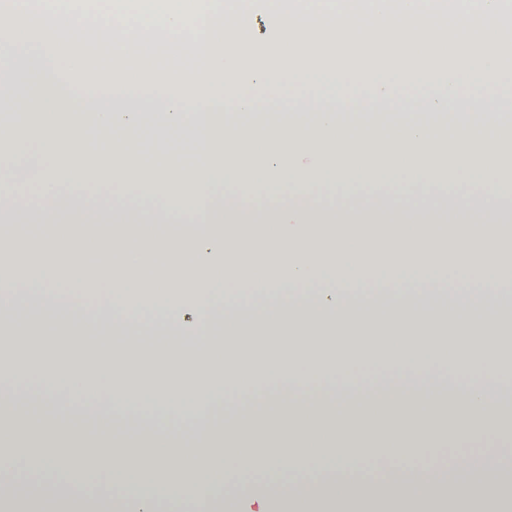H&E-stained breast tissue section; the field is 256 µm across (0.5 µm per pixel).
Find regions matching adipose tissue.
<instances>
[{
    "label": "adipose tissue",
    "instance_id": "ef3b65f1",
    "mask_svg": "<svg viewBox=\"0 0 512 512\" xmlns=\"http://www.w3.org/2000/svg\"><path fill=\"white\" fill-rule=\"evenodd\" d=\"M258 2L291 49L285 69L268 65L266 46L242 22ZM147 45L154 79L132 83L126 73ZM88 70L109 78L74 81ZM248 80L285 86L286 110L250 97L228 105L227 90ZM0 83L41 116L35 134L49 147L32 173L0 163V252L22 241L40 252L24 266L0 263V335L31 334L54 352L40 389L0 385V461L24 458L52 474L35 484L1 476L0 512H159L162 498L193 501L202 486L205 512H224L217 449L236 442L246 420L288 427L291 416L276 410L286 400L323 428L325 442L310 458L240 449L242 471L308 472L289 495L262 492L256 512H512V445L464 468L414 463L424 440L449 432L464 441L502 416L487 396L512 385V361L489 341L512 330L499 312L512 300V201L488 174L512 130L511 113L490 110L512 96V0H191L188 13L158 17L134 5L0 0ZM395 90L400 110L377 129L370 106ZM153 112L170 130L191 129L209 165H136L88 135L125 142ZM262 135L290 148L334 147L336 166L326 176L273 164L256 178L234 150ZM386 172L391 195L351 193L354 180ZM460 174L474 179L466 202L413 204L416 189ZM105 178L132 183L134 198L77 200V185ZM328 180L344 193L324 207L314 195ZM283 181L281 202L248 204L261 185ZM33 184L41 204L18 206ZM436 292L446 306H436ZM464 307L478 316L461 315ZM238 322L291 344L259 355L233 342L205 385L130 383L139 337L171 336L158 358L174 367L186 362L181 340L206 342ZM446 335L459 346L437 344ZM379 366L386 374L350 383L356 368ZM262 381L257 399L216 420L228 385L246 392ZM105 384L110 431L91 439L67 419ZM132 404L216 427L158 439L136 476L113 436L131 427L120 412ZM26 406L57 409L39 421L49 453L24 456L29 439L8 436ZM384 439L396 450L383 472ZM87 448L113 462L107 493L57 491L58 480L86 476Z\"/></svg>",
    "mask_w": 512,
    "mask_h": 512
}]
</instances>
